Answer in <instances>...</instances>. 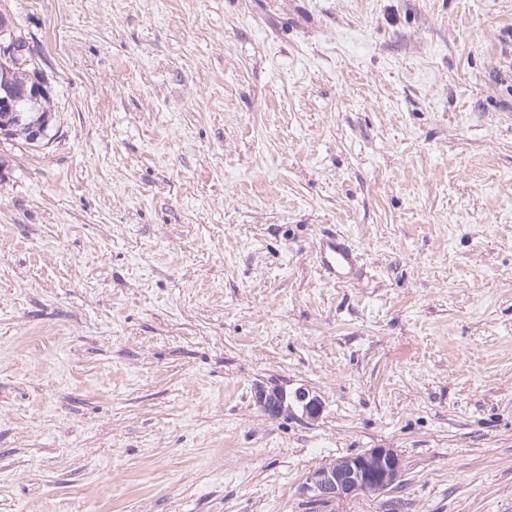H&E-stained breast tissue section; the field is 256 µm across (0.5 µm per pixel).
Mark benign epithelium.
Segmentation results:
<instances>
[{
	"instance_id": "benign-epithelium-1",
	"label": "benign epithelium",
	"mask_w": 512,
	"mask_h": 512,
	"mask_svg": "<svg viewBox=\"0 0 512 512\" xmlns=\"http://www.w3.org/2000/svg\"><path fill=\"white\" fill-rule=\"evenodd\" d=\"M24 38L9 20L0 17V111L15 112L21 102L37 101L49 86L35 57L26 53ZM18 68L30 70L31 84L18 90L11 75ZM256 398L264 411L277 417L298 406L305 416L317 417L320 400L305 389L288 393L284 388L261 387ZM402 473V462L391 448H372L365 453L310 471L301 487L302 494L316 504H329L360 494L386 492L394 487Z\"/></svg>"
}]
</instances>
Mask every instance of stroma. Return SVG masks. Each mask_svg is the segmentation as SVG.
I'll use <instances>...</instances> for the list:
<instances>
[{
	"mask_svg": "<svg viewBox=\"0 0 512 512\" xmlns=\"http://www.w3.org/2000/svg\"><path fill=\"white\" fill-rule=\"evenodd\" d=\"M0 13L56 114L0 141V512H313L372 448L324 512H512V0ZM353 264L352 250L344 237L332 235L324 239L318 253L319 267L338 283H346ZM256 398L271 417L288 413L295 405L302 409L306 417L315 418L320 414L322 407L320 400L305 389H298L288 394L283 387L274 386L269 389L262 387L257 390ZM402 473V462L390 448H372L310 471L302 494L316 504H329L360 494L386 492Z\"/></svg>",
	"mask_w": 512,
	"mask_h": 512,
	"instance_id": "obj_1",
	"label": "stroma"
}]
</instances>
